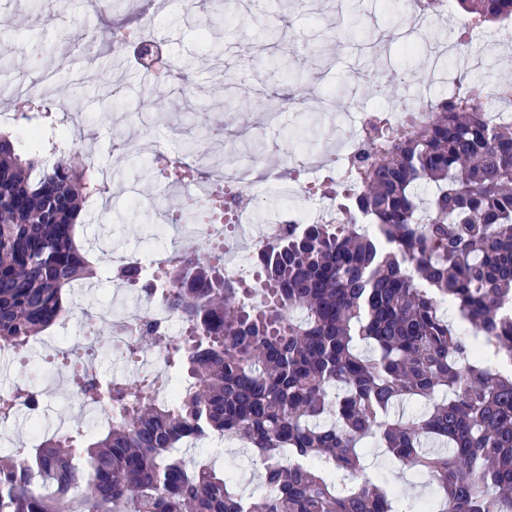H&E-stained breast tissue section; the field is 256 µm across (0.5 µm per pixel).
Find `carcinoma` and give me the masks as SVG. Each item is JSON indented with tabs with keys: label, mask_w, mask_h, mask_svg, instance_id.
Here are the masks:
<instances>
[{
	"label": "carcinoma",
	"mask_w": 512,
	"mask_h": 512,
	"mask_svg": "<svg viewBox=\"0 0 512 512\" xmlns=\"http://www.w3.org/2000/svg\"><path fill=\"white\" fill-rule=\"evenodd\" d=\"M477 28L512 20V0H454ZM484 86L430 103L371 135L336 195L333 224L288 225L256 252L261 301L247 308L224 249L178 255L155 278L183 322L164 349L186 372L75 384L122 420L0 453V512H406L398 488L366 472L365 445L436 493L423 512H512V119L493 121ZM78 152L51 167L29 139L0 135V344L25 348L97 275L77 240L94 186ZM435 186L418 199L417 187ZM115 277L141 283L131 266ZM454 307L461 323L446 317ZM163 339L144 319L130 357ZM34 393L0 394V417ZM251 448L267 492L247 497L214 458L186 465L184 440Z\"/></svg>",
	"instance_id": "1"
}]
</instances>
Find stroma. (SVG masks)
Returning a JSON list of instances; mask_svg holds the SVG:
<instances>
[{"instance_id": "stroma-1", "label": "stroma", "mask_w": 512, "mask_h": 512, "mask_svg": "<svg viewBox=\"0 0 512 512\" xmlns=\"http://www.w3.org/2000/svg\"><path fill=\"white\" fill-rule=\"evenodd\" d=\"M40 8L52 16L50 27H35L28 0H0V41L9 43L26 73L47 64L44 43L59 46L69 57L47 99L76 110L88 142L98 148L102 168L110 173L103 189L104 215L86 217L78 239L94 257L110 248L143 259L165 222L147 199L163 192L161 173L167 160H179L191 149L223 152L239 142L242 128L267 126L263 163L268 175L258 212L280 208L283 200L276 188L291 155L318 153L335 138L334 106L350 85L361 89L364 107L379 112L400 106L404 93L421 87L434 99L447 94V86L428 83L426 52L429 45L451 40L462 21L452 10L447 22L431 21L413 33L408 17L397 15L390 0H240L232 12L223 0H201L190 13L179 0H167L155 34L166 43L178 78L146 85L139 72L127 70L120 94L104 103L98 90L111 76L114 52L108 33L113 13L93 10L88 0H40ZM266 17L281 30L280 39L267 45L259 26ZM207 35L222 41L221 59L208 57L203 41ZM497 38V30L481 31L470 43L482 61L468 74L487 87L512 76V52H501ZM392 72L404 77L402 89L388 82ZM289 90L305 91V101L287 105L278 122L268 124L263 101ZM247 97L254 110L238 113L239 101ZM128 104L152 114L155 122L143 139L141 166L131 165L118 148V125L137 121L125 112ZM158 142L167 157L157 156ZM18 386L38 392L44 416L35 424L26 415H16L13 447H32L62 424L89 425V417L67 396L70 368L45 362L42 348L32 349L20 363L0 364V390ZM180 452L188 459L217 456L249 492L263 491L254 466L228 443L202 441Z\"/></svg>"}]
</instances>
